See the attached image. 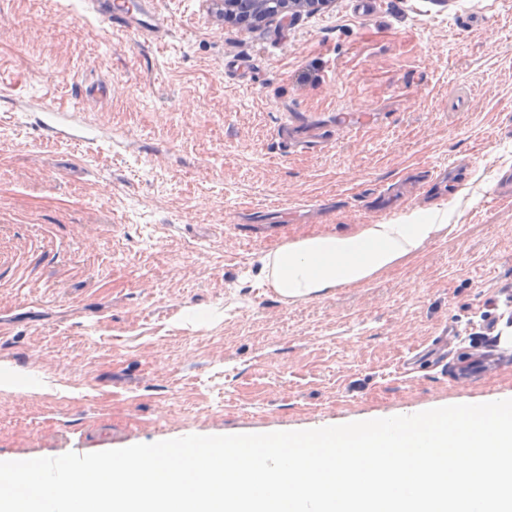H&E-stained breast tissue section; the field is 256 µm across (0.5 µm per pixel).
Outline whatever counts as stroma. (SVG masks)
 <instances>
[{
  "label": "stroma",
  "instance_id": "1",
  "mask_svg": "<svg viewBox=\"0 0 512 512\" xmlns=\"http://www.w3.org/2000/svg\"><path fill=\"white\" fill-rule=\"evenodd\" d=\"M368 4L246 28L157 0L147 42L0 0V365L42 383L0 390V459L512 398V0ZM432 208L454 230L366 284L261 281L284 243Z\"/></svg>",
  "mask_w": 512,
  "mask_h": 512
}]
</instances>
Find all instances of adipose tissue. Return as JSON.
<instances>
[{
    "mask_svg": "<svg viewBox=\"0 0 512 512\" xmlns=\"http://www.w3.org/2000/svg\"><path fill=\"white\" fill-rule=\"evenodd\" d=\"M447 210H408L389 224H366L352 235H325L286 243L262 259L266 283L284 303L320 298L342 285H361L449 228Z\"/></svg>",
    "mask_w": 512,
    "mask_h": 512,
    "instance_id": "ef3b65f1",
    "label": "adipose tissue"
}]
</instances>
